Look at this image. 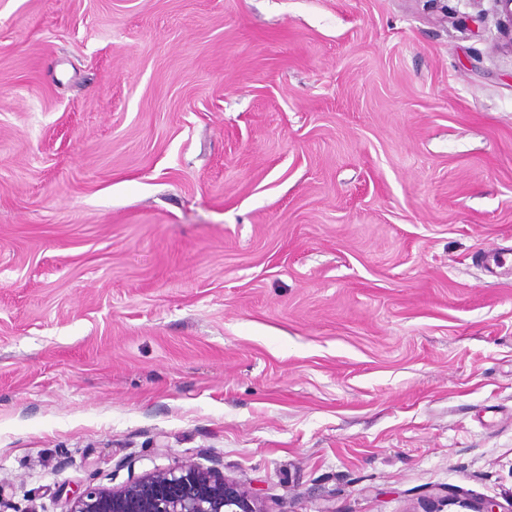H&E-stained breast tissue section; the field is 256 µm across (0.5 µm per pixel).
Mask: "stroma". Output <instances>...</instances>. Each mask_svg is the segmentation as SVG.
Masks as SVG:
<instances>
[{
    "mask_svg": "<svg viewBox=\"0 0 512 512\" xmlns=\"http://www.w3.org/2000/svg\"><path fill=\"white\" fill-rule=\"evenodd\" d=\"M496 0H0V512L217 467L261 512L512 500Z\"/></svg>",
    "mask_w": 512,
    "mask_h": 512,
    "instance_id": "stroma-1",
    "label": "stroma"
}]
</instances>
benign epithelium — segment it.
Listing matches in <instances>:
<instances>
[{
	"instance_id": "benign-epithelium-1",
	"label": "benign epithelium",
	"mask_w": 512,
	"mask_h": 512,
	"mask_svg": "<svg viewBox=\"0 0 512 512\" xmlns=\"http://www.w3.org/2000/svg\"><path fill=\"white\" fill-rule=\"evenodd\" d=\"M470 512H512L489 499L465 502ZM66 512H261L253 495L224 480V475L191 461L155 467L121 487L86 485L73 492Z\"/></svg>"
}]
</instances>
